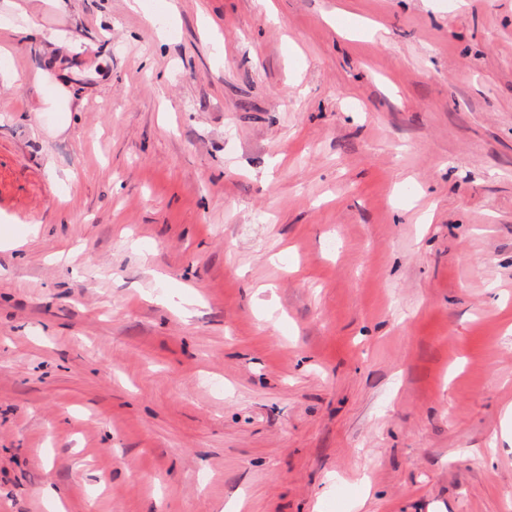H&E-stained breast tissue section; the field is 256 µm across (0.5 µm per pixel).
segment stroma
I'll return each mask as SVG.
<instances>
[{
	"label": "stroma",
	"instance_id": "35a3bbf8",
	"mask_svg": "<svg viewBox=\"0 0 512 512\" xmlns=\"http://www.w3.org/2000/svg\"><path fill=\"white\" fill-rule=\"evenodd\" d=\"M24 7L0 512H512V0Z\"/></svg>",
	"mask_w": 512,
	"mask_h": 512
}]
</instances>
